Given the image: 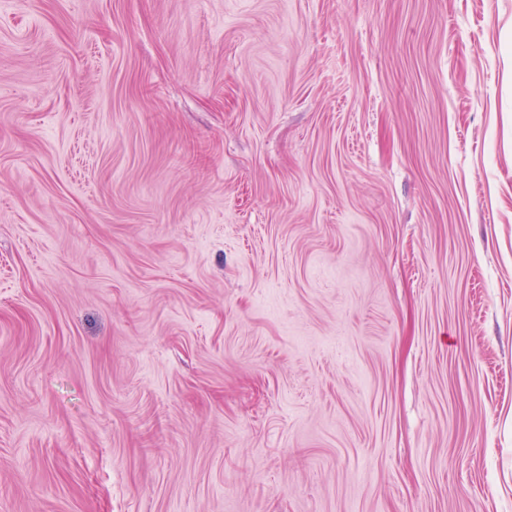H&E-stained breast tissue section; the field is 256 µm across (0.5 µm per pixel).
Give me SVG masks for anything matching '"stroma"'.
Instances as JSON below:
<instances>
[{
  "mask_svg": "<svg viewBox=\"0 0 512 512\" xmlns=\"http://www.w3.org/2000/svg\"><path fill=\"white\" fill-rule=\"evenodd\" d=\"M0 512H512V0H0Z\"/></svg>",
  "mask_w": 512,
  "mask_h": 512,
  "instance_id": "35a3bbf8",
  "label": "stroma"
}]
</instances>
